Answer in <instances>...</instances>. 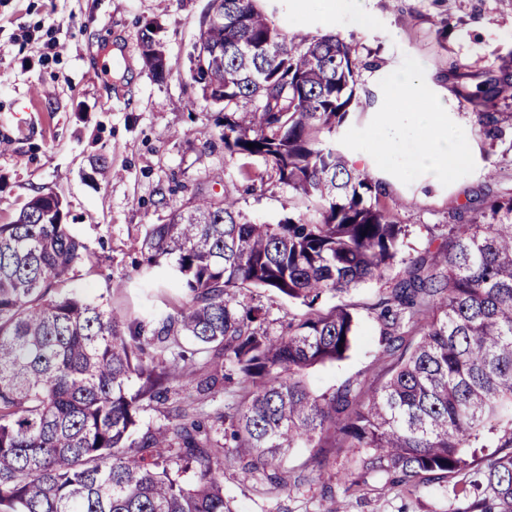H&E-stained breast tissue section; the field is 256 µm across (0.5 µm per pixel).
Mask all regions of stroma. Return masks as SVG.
I'll list each match as a JSON object with an SVG mask.
<instances>
[{
  "label": "stroma",
  "mask_w": 512,
  "mask_h": 512,
  "mask_svg": "<svg viewBox=\"0 0 512 512\" xmlns=\"http://www.w3.org/2000/svg\"><path fill=\"white\" fill-rule=\"evenodd\" d=\"M283 30L335 35L355 44L361 62L349 120L335 142L356 169L386 187L397 223L406 225L404 259L436 251L447 234L448 212L487 186L512 196V128L490 142L478 130L467 94L503 64H512V0H365L362 18L328 10L321 0H259ZM211 0H0V224L15 219L33 196H60L74 234L102 257L97 268L78 267L69 283L84 297L118 316L143 319L177 304L180 292L164 294L143 284L134 240L144 225L164 221L196 188L214 196L233 190L252 221L277 223L298 204L285 187L251 192L243 170H262L261 160L229 154L216 105L206 102L190 78V55ZM153 25L171 67L156 81L145 67L140 36ZM416 74L428 92L448 103V122L464 136L466 160L451 176L432 181L409 160L410 147L394 156L378 146L377 117L405 107L390 90L401 71ZM112 167L111 181L96 172ZM405 207H398V200ZM404 271L395 263L385 279L344 295L357 314L350 351L343 360L310 369L315 394L349 380L370 381L382 364L380 325L368 307ZM212 395L187 397L172 389L163 403L140 413L141 427L166 423L175 408L192 402L200 416L232 411L242 379L231 364ZM347 448L327 451L317 467L314 451L296 448L282 463L284 489H269L262 473L242 477L224 464V499L232 512H458L464 477L438 482L389 483L371 473L349 486L359 471Z\"/></svg>",
  "instance_id": "obj_1"
}]
</instances>
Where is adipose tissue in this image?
<instances>
[{
    "mask_svg": "<svg viewBox=\"0 0 512 512\" xmlns=\"http://www.w3.org/2000/svg\"><path fill=\"white\" fill-rule=\"evenodd\" d=\"M393 90L405 98L404 113L383 119L379 140L384 149L411 141L415 159L425 177L436 180L449 174L452 165L464 158L465 144L448 125V105L438 99L421 105L422 90L413 74L395 77Z\"/></svg>",
    "mask_w": 512,
    "mask_h": 512,
    "instance_id": "1",
    "label": "adipose tissue"
}]
</instances>
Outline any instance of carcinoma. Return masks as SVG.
Returning <instances> with one entry per match:
<instances>
[{
  "label": "carcinoma",
  "mask_w": 512,
  "mask_h": 512,
  "mask_svg": "<svg viewBox=\"0 0 512 512\" xmlns=\"http://www.w3.org/2000/svg\"><path fill=\"white\" fill-rule=\"evenodd\" d=\"M212 12L196 63L203 98L221 106L224 148L262 159L265 170L246 180L288 188L305 211L254 223L233 195L198 191L145 225L147 280L163 269L183 295L148 322L63 288L97 257L59 197L36 196L0 224V512H231L220 431L241 475L260 470L275 489L287 486L290 450L318 449L321 466L323 449L349 448L393 484L464 473L459 512H512V197L487 188L449 211L448 238L369 307L387 362L380 378L313 396L305 372L345 358L356 326L351 305L326 309L324 299L384 279L405 225L382 202L383 184L330 141L355 97V46L286 32L257 0H212ZM141 46L165 80L171 68L148 26ZM506 98L507 66L467 96L492 141L512 125L496 108ZM255 289L302 312L273 337L267 311L246 300ZM197 354L214 365L199 377ZM221 357L243 378L233 411L209 422L180 408L140 428L143 399L173 383L214 392ZM490 436L499 451L472 466L468 450Z\"/></svg>",
  "instance_id": "carcinoma-1"
}]
</instances>
